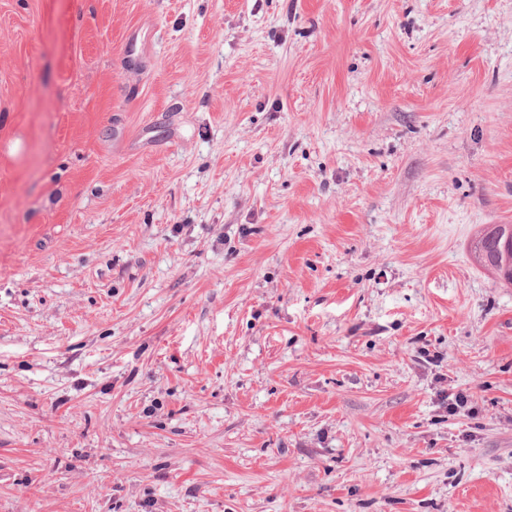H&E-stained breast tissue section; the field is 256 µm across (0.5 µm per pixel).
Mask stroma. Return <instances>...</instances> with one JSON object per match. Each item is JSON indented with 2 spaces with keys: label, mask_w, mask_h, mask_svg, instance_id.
Wrapping results in <instances>:
<instances>
[{
  "label": "stroma",
  "mask_w": 512,
  "mask_h": 512,
  "mask_svg": "<svg viewBox=\"0 0 512 512\" xmlns=\"http://www.w3.org/2000/svg\"><path fill=\"white\" fill-rule=\"evenodd\" d=\"M487 224L512 0H0V512H512Z\"/></svg>",
  "instance_id": "stroma-1"
}]
</instances>
